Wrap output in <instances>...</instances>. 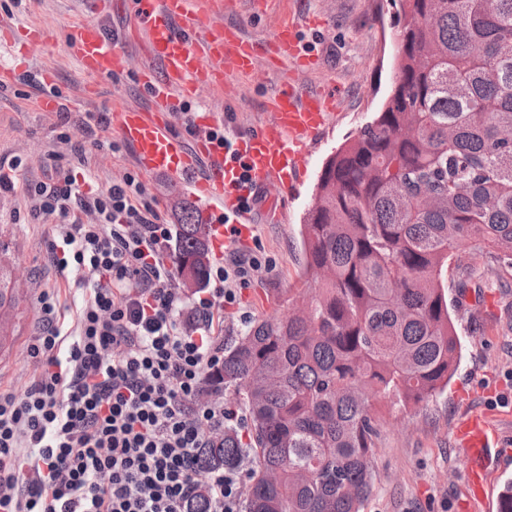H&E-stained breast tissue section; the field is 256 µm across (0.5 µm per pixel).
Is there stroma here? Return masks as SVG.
Returning a JSON list of instances; mask_svg holds the SVG:
<instances>
[{
	"label": "stroma",
	"mask_w": 512,
	"mask_h": 512,
	"mask_svg": "<svg viewBox=\"0 0 512 512\" xmlns=\"http://www.w3.org/2000/svg\"><path fill=\"white\" fill-rule=\"evenodd\" d=\"M73 0H0V24L49 27L52 46L35 54L27 69L55 73L54 89L65 105L73 142L83 140L79 123L86 115L105 117L97 130L114 142L112 151L98 154L95 185L103 189L135 168L133 152L119 141L108 120L123 107L148 106L133 75L100 80L84 93L76 64L67 55L62 28L75 15ZM393 0H274L261 8L256 0H234L222 22L241 27L252 38H266L276 23L292 19L316 65L307 71L284 69L279 74L257 70L250 90L237 98L208 95L204 101L223 112L227 135L252 129L265 114L263 102L281 80L289 79L313 91L336 89L340 96L329 127L312 145L298 180L283 199L279 217L256 218L244 254L260 252L262 269L243 288L235 305L224 310V335H238L246 322L273 318L307 306L304 286L301 226L311 206L321 171L331 157L381 109L396 79L399 29ZM35 98L19 77L0 87V161L23 159L18 179H42L46 154L52 149L61 116L39 112ZM51 229L32 221L21 189L0 190V265L11 271L9 288L17 297L13 312L12 353L0 357V388L22 391L35 360L30 345L38 332L37 296L57 287L67 307L79 308L84 291L68 287V273L49 264ZM475 281L467 300L453 318L461 344L458 368L447 388L402 410L379 408V439L375 450L373 486L361 512H463L468 485V459L456 448L453 427L463 411L492 415L505 447L512 450V270L498 268L490 249L471 242L454 251L448 267L449 296L461 268ZM289 293L281 304L277 291Z\"/></svg>",
	"instance_id": "1"
}]
</instances>
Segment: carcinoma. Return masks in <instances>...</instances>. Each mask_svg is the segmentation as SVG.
I'll return each instance as SVG.
<instances>
[{
  "instance_id": "cac0c4a2",
  "label": "carcinoma",
  "mask_w": 512,
  "mask_h": 512,
  "mask_svg": "<svg viewBox=\"0 0 512 512\" xmlns=\"http://www.w3.org/2000/svg\"><path fill=\"white\" fill-rule=\"evenodd\" d=\"M397 79L376 118L326 162L302 224L306 310L224 343L243 394L206 468L256 462L246 512H360L376 407L440 393L460 342L444 273L473 239L512 268V0H399ZM172 258L202 285L206 225L180 210Z\"/></svg>"
}]
</instances>
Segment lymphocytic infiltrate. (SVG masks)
Here are the masks:
<instances>
[{
    "label": "lymphocytic infiltrate",
    "instance_id": "f902f5d3",
    "mask_svg": "<svg viewBox=\"0 0 512 512\" xmlns=\"http://www.w3.org/2000/svg\"><path fill=\"white\" fill-rule=\"evenodd\" d=\"M81 128L87 145L60 132L45 180L23 187L29 215L51 227L53 265L89 297L69 325L54 290L40 294L35 372L0 393V512H187L201 491L207 512H239V473L203 470L201 450L232 419L214 324L261 262L231 255L185 297L160 256L175 225L140 174L80 190L111 146Z\"/></svg>",
    "mask_w": 512,
    "mask_h": 512
}]
</instances>
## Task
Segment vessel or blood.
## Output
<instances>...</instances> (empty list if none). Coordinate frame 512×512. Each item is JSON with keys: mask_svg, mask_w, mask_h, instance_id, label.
Segmentation results:
<instances>
[{"mask_svg": "<svg viewBox=\"0 0 512 512\" xmlns=\"http://www.w3.org/2000/svg\"><path fill=\"white\" fill-rule=\"evenodd\" d=\"M78 14L65 31V47L80 75L92 81L135 73L151 98L148 108H125L115 113L121 140L134 153L147 176L167 175L181 181L203 202L206 214L221 216L239 228L236 236L218 235L217 246L244 242L251 223L249 207L258 195L277 204L280 193L292 187L303 166L308 144L326 128L336 98L313 93L286 81L264 102L268 117L254 130L238 133L232 146L213 139L223 126V113L207 108L191 113L192 141L175 130V120L204 95L222 92L227 76L250 79L257 58L269 71L315 64L298 37L294 22L279 23L263 42L246 38L240 29L216 24L224 0H75ZM129 12L119 33L106 30L101 18L113 4ZM43 28H19L0 34V73L12 74L17 52L32 55L49 48ZM137 44L143 62L133 66L127 52ZM454 436L470 460L469 502L493 497L490 465L501 437L486 413H467L457 421Z\"/></svg>", "mask_w": 512, "mask_h": 512, "instance_id": "1", "label": "vessel or blood"}]
</instances>
